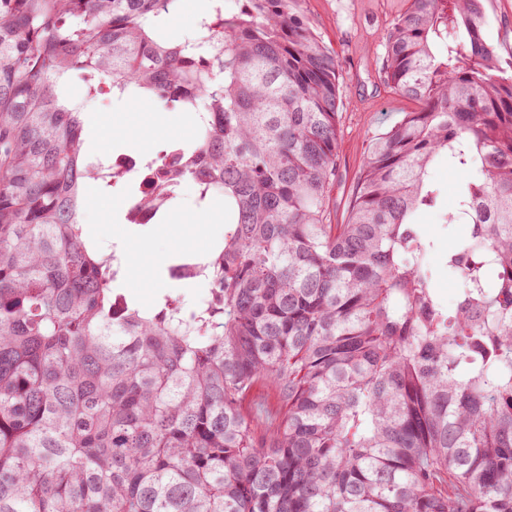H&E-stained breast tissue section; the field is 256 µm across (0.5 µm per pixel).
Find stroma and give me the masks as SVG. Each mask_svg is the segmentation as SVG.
Returning <instances> with one entry per match:
<instances>
[{"label":"stroma","instance_id":"35a3bbf8","mask_svg":"<svg viewBox=\"0 0 512 512\" xmlns=\"http://www.w3.org/2000/svg\"><path fill=\"white\" fill-rule=\"evenodd\" d=\"M405 0H306V15L324 42L339 56L348 84L340 118L336 159V187L330 210L336 223H344L357 177L365 163L370 140L395 123L410 105L401 100L379 74L382 37L404 9ZM487 40L502 57L512 56V0H491ZM87 117L123 128L106 147H90V154H133L146 157L167 144L187 142L196 133L194 121L182 112L161 110L155 103L131 94L121 99L94 100ZM119 211L88 203L84 227L103 247L124 249V293L146 312L167 293L182 295L192 304L203 303L206 283H178L169 276L175 256L206 255L224 237L222 215L203 208L193 183H185L161 224H124Z\"/></svg>","mask_w":512,"mask_h":512}]
</instances>
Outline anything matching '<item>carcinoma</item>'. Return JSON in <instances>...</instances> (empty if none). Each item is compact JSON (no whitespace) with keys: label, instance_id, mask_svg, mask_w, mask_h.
Wrapping results in <instances>:
<instances>
[{"label":"carcinoma","instance_id":"carcinoma-1","mask_svg":"<svg viewBox=\"0 0 512 512\" xmlns=\"http://www.w3.org/2000/svg\"><path fill=\"white\" fill-rule=\"evenodd\" d=\"M489 0H406L382 74L414 105L330 219L347 85L306 0H0V512H512V57ZM83 100L112 84L198 134L145 160L224 202L184 255L209 301L113 288L81 211ZM461 173L442 204L433 170ZM468 232L442 252L420 218ZM208 0H182L180 10L169 22V28L175 36L194 34V21L207 8ZM205 7V8H204Z\"/></svg>","mask_w":512,"mask_h":512}]
</instances>
